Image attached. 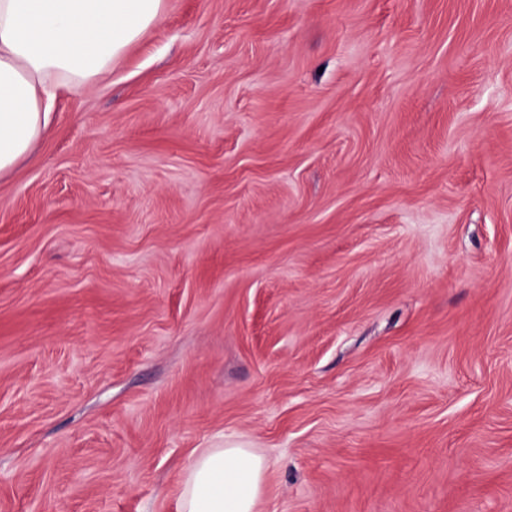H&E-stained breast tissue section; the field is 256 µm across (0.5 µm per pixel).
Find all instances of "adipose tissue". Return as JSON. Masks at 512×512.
Segmentation results:
<instances>
[{"mask_svg":"<svg viewBox=\"0 0 512 512\" xmlns=\"http://www.w3.org/2000/svg\"><path fill=\"white\" fill-rule=\"evenodd\" d=\"M164 10L165 0H0V174L33 151L56 88L106 76ZM266 468L252 448L199 449L180 512H256Z\"/></svg>","mask_w":512,"mask_h":512,"instance_id":"adipose-tissue-1","label":"adipose tissue"}]
</instances>
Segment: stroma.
I'll list each match as a JSON object with an SVG mask.
<instances>
[{
	"instance_id": "obj_1",
	"label": "stroma",
	"mask_w": 512,
	"mask_h": 512,
	"mask_svg": "<svg viewBox=\"0 0 512 512\" xmlns=\"http://www.w3.org/2000/svg\"><path fill=\"white\" fill-rule=\"evenodd\" d=\"M512 512V0H166L0 176V512ZM266 468L253 448H200L182 485L179 512H256Z\"/></svg>"
}]
</instances>
